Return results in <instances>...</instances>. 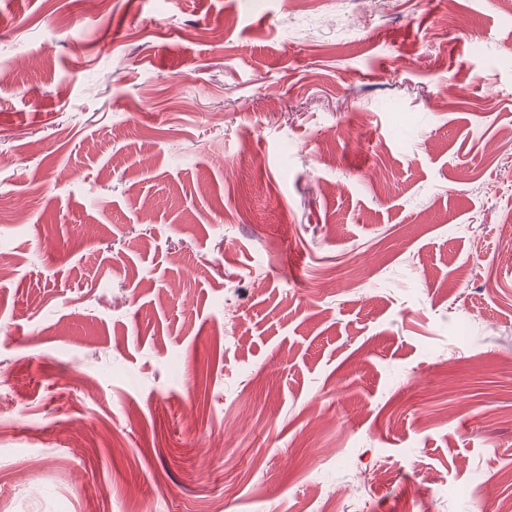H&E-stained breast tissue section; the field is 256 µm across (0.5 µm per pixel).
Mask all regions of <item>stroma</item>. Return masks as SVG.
Segmentation results:
<instances>
[{
  "mask_svg": "<svg viewBox=\"0 0 512 512\" xmlns=\"http://www.w3.org/2000/svg\"><path fill=\"white\" fill-rule=\"evenodd\" d=\"M448 1L0 0V512L512 498V11Z\"/></svg>",
  "mask_w": 512,
  "mask_h": 512,
  "instance_id": "1",
  "label": "stroma"
}]
</instances>
